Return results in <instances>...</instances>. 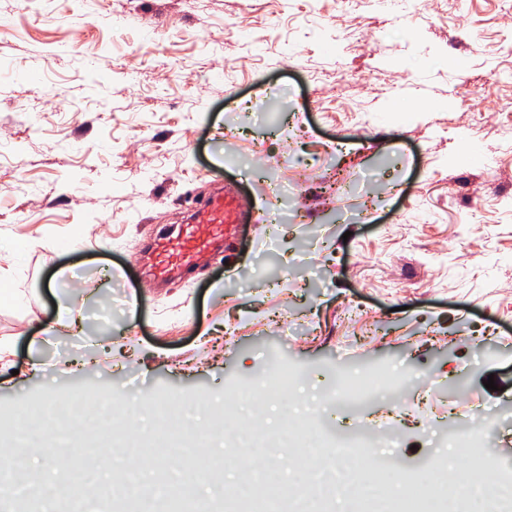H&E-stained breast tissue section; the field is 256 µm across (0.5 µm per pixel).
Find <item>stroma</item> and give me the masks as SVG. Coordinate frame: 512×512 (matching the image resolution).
I'll use <instances>...</instances> for the list:
<instances>
[{
	"instance_id": "35a3bbf8",
	"label": "stroma",
	"mask_w": 512,
	"mask_h": 512,
	"mask_svg": "<svg viewBox=\"0 0 512 512\" xmlns=\"http://www.w3.org/2000/svg\"><path fill=\"white\" fill-rule=\"evenodd\" d=\"M510 98L512 0H0V408L111 386L159 429L143 395L218 403L280 359L289 403L240 416L342 432L337 362L411 366L354 412L409 469L470 407L512 416ZM260 156L298 185L273 240ZM219 193L236 235L155 279L150 239Z\"/></svg>"
}]
</instances>
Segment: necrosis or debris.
Segmentation results:
<instances>
[{
	"label": "necrosis or debris",
	"instance_id": "obj_1",
	"mask_svg": "<svg viewBox=\"0 0 512 512\" xmlns=\"http://www.w3.org/2000/svg\"><path fill=\"white\" fill-rule=\"evenodd\" d=\"M299 372L282 366L269 367L247 380L225 386L230 407L213 411L212 423L201 428L184 426L181 401L158 409L167 429L158 435L131 431L130 420L108 389L80 393L79 408L59 436L40 430L41 415L30 410L22 415H0V444L20 454L47 448L65 449L73 467L59 478L58 504L42 510L36 489L16 494L9 478L0 479V512H333L332 499L344 493L349 512H512V469L498 465L491 452L497 426L493 418L474 413L464 426L450 429L449 440L466 458L458 469L442 456L432 457L426 473L409 474L386 458L374 457L371 449L385 441L376 428L353 426L335 434L312 418H293L275 431L261 420H239L232 404L241 399L262 403L273 395L290 393ZM398 372L373 369L354 373L338 365L336 377L326 389L329 401H363L379 391L399 389ZM223 433L242 482L234 494L222 499L199 500L191 493L195 479L215 469L207 448L211 437ZM126 455V464L113 469L114 449ZM172 448L186 456L182 483L141 481L139 475L155 449ZM286 452L295 460L291 476L269 495L270 474L260 472L262 452ZM112 468L116 491L99 494L94 473ZM495 473L487 482V473Z\"/></svg>",
	"mask_w": 512,
	"mask_h": 512
}]
</instances>
